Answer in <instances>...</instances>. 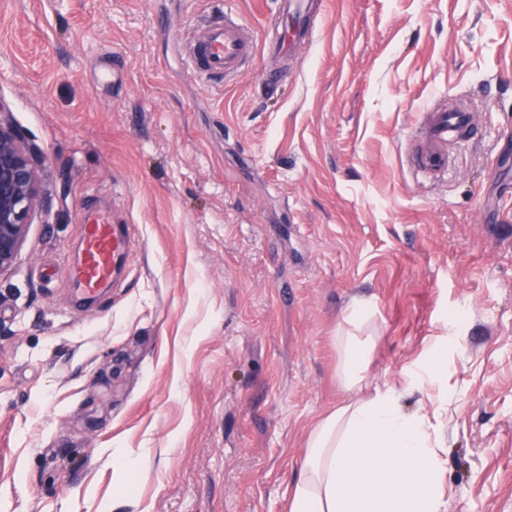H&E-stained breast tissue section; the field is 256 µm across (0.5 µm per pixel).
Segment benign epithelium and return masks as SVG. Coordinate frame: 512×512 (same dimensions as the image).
<instances>
[{
  "label": "benign epithelium",
  "instance_id": "1",
  "mask_svg": "<svg viewBox=\"0 0 512 512\" xmlns=\"http://www.w3.org/2000/svg\"><path fill=\"white\" fill-rule=\"evenodd\" d=\"M44 198L37 150L0 103V276L13 269Z\"/></svg>",
  "mask_w": 512,
  "mask_h": 512
}]
</instances>
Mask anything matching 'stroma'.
Wrapping results in <instances>:
<instances>
[{
    "label": "stroma",
    "instance_id": "35a3bbf8",
    "mask_svg": "<svg viewBox=\"0 0 512 512\" xmlns=\"http://www.w3.org/2000/svg\"><path fill=\"white\" fill-rule=\"evenodd\" d=\"M228 13L261 35L277 3L0 0V101L48 200L0 277V512H289L360 296L370 382L448 339L403 400L447 512H512V0H324L294 56L212 85L183 38ZM437 106L476 125L431 179L408 150ZM90 204L135 248L82 305Z\"/></svg>",
    "mask_w": 512,
    "mask_h": 512
}]
</instances>
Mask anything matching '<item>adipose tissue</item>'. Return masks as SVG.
I'll return each mask as SVG.
<instances>
[{"label": "adipose tissue", "mask_w": 512, "mask_h": 512, "mask_svg": "<svg viewBox=\"0 0 512 512\" xmlns=\"http://www.w3.org/2000/svg\"><path fill=\"white\" fill-rule=\"evenodd\" d=\"M369 300L352 301L335 336L337 379L348 399L311 428L291 512H445L444 463L426 411L405 412V392L422 389L443 365L432 358L403 383L366 384L377 338L362 335Z\"/></svg>", "instance_id": "obj_1"}]
</instances>
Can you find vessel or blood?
I'll return each instance as SVG.
<instances>
[{"label": "vessel or blood", "instance_id": "1", "mask_svg": "<svg viewBox=\"0 0 512 512\" xmlns=\"http://www.w3.org/2000/svg\"><path fill=\"white\" fill-rule=\"evenodd\" d=\"M279 14L272 49L280 54L292 52L295 44L318 25L323 15V0H278ZM193 73L209 81L238 75L252 62L257 39L251 28L223 21L208 25L202 34L187 43ZM473 124L471 113L436 109L428 113L424 125L415 133L417 146L412 157L414 167L436 175L448 166V145ZM82 261L71 270L78 289L93 295L106 288L118 267L124 266L131 250L125 227L113 223L106 213H87L82 221Z\"/></svg>", "mask_w": 512, "mask_h": 512}]
</instances>
